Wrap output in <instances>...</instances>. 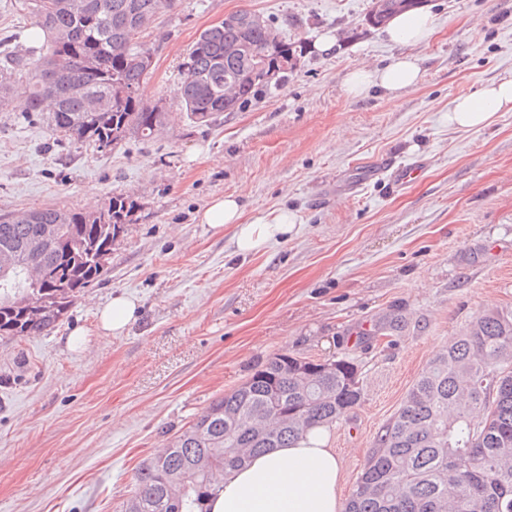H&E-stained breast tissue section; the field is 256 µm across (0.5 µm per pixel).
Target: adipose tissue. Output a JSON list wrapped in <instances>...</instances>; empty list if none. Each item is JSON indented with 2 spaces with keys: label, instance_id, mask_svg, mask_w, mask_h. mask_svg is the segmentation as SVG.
Here are the masks:
<instances>
[{
  "label": "adipose tissue",
  "instance_id": "ef3b65f1",
  "mask_svg": "<svg viewBox=\"0 0 512 512\" xmlns=\"http://www.w3.org/2000/svg\"><path fill=\"white\" fill-rule=\"evenodd\" d=\"M432 30L431 14L418 9L394 16L385 32L391 41L412 46L426 42ZM419 79L417 60L399 56L382 68L349 71L343 88L358 98L374 89H408ZM500 112H512V79L483 85L456 98L448 109V124L476 130L488 126ZM240 218L241 205L232 196L212 198L197 214L199 223L215 230L233 225L232 242L242 254L287 239L295 226L294 214L287 211L249 224ZM328 441V428L320 426L291 446L257 454L244 467L225 475L223 491L210 503L211 512H340L341 465Z\"/></svg>",
  "mask_w": 512,
  "mask_h": 512
}]
</instances>
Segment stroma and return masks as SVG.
Listing matches in <instances>:
<instances>
[{
	"mask_svg": "<svg viewBox=\"0 0 512 512\" xmlns=\"http://www.w3.org/2000/svg\"><path fill=\"white\" fill-rule=\"evenodd\" d=\"M372 0H177L142 34L155 50L144 103L168 117L151 140L99 151L55 141L43 118L0 112V215L139 204L98 280L40 336L0 338V512H119L139 464L274 354L352 361L360 403L331 429L347 502L374 439L449 337L512 308V112L467 132L457 96L512 79V0H427L435 32L402 47L369 27ZM249 8L296 49L282 86L206 126L173 91L202 31ZM339 38L317 51L325 34ZM410 54L421 80L352 98L356 68ZM389 157L424 161L395 186L356 183ZM232 195L251 222L285 209V242L239 255L195 216ZM139 302L118 336L113 296ZM138 310V302L126 295H116L99 313L100 328L112 335H120Z\"/></svg>",
	"mask_w": 512,
	"mask_h": 512,
	"instance_id": "35a3bbf8",
	"label": "stroma"
}]
</instances>
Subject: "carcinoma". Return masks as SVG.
<instances>
[{
  "label": "carcinoma",
  "mask_w": 512,
  "mask_h": 512,
  "mask_svg": "<svg viewBox=\"0 0 512 512\" xmlns=\"http://www.w3.org/2000/svg\"><path fill=\"white\" fill-rule=\"evenodd\" d=\"M25 0L42 47L0 55V108L11 86L29 94L19 111L46 113L52 131L107 150L136 135L151 139L166 113L140 98L150 71L137 58L154 17L177 0ZM247 41L271 64L294 53L269 28L204 30L179 66L184 112L206 125L269 86L244 75L227 48ZM137 209L111 195L88 212L44 207L0 216V336H39L76 294L96 281L104 258ZM362 388L347 359L277 353L236 389L210 402L144 461L124 512H207L224 470L286 447L317 425L332 426ZM345 512H512V309L472 321L415 380L375 439Z\"/></svg>",
  "instance_id": "1"
}]
</instances>
